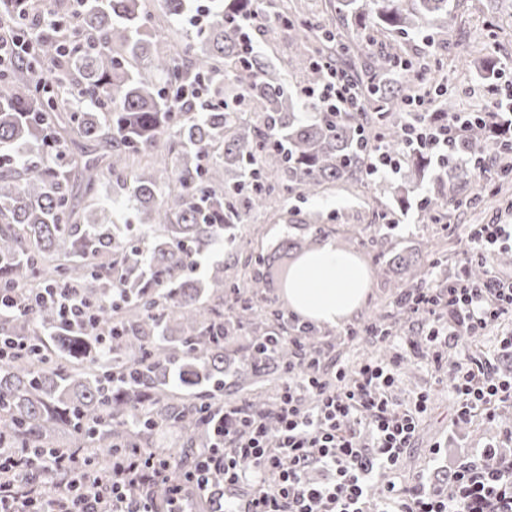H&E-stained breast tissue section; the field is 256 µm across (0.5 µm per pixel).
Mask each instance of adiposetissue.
<instances>
[{"label": "adipose tissue", "mask_w": 512, "mask_h": 512, "mask_svg": "<svg viewBox=\"0 0 512 512\" xmlns=\"http://www.w3.org/2000/svg\"><path fill=\"white\" fill-rule=\"evenodd\" d=\"M369 285V271L361 261L325 243L299 264L288 291V306L314 323L337 326L361 307Z\"/></svg>", "instance_id": "adipose-tissue-1"}]
</instances>
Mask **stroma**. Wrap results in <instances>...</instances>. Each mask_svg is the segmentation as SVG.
Listing matches in <instances>:
<instances>
[{
    "instance_id": "35a3bbf8",
    "label": "stroma",
    "mask_w": 512,
    "mask_h": 512,
    "mask_svg": "<svg viewBox=\"0 0 512 512\" xmlns=\"http://www.w3.org/2000/svg\"><path fill=\"white\" fill-rule=\"evenodd\" d=\"M453 12L455 19L447 33L431 39L425 33H418L409 48L414 53H434L441 61L443 68L439 77L457 109L479 111L490 106L493 96L488 80L474 67L477 59L496 58L501 64V85L512 84V12L499 10L496 0H455ZM399 182L396 174L375 177L356 185H344L328 196L306 201L294 198L290 204L304 212L334 214V221L326 226L328 241L358 253L367 262L381 248L380 215L390 210L393 190ZM431 185V179H424L412 195L411 208L396 213L395 218L402 246L418 254L422 277L435 281L448 270L465 264L467 234L472 225L512 220L504 205L505 200H512V178L503 180L492 176L486 183L490 193L480 206L450 208L445 218L437 223L430 221L419 206ZM393 294V283L388 277L371 275L370 290L362 307L343 325L323 326L331 361L350 372L365 361L383 360L393 355L392 347L371 343L362 337L350 339L344 334L346 328L368 324L381 309L388 307ZM511 329L512 322L494 323L485 335L467 342L466 349L471 354L489 358L500 374H512V351L501 345L503 334ZM421 392L429 395L430 403L416 441L403 454L398 472L403 480L419 472L446 479L458 458L498 437L506 428L505 417H512V407H503L495 421L477 416L468 423L458 422L447 374L437 371L425 359L407 357L400 365L391 396L394 402L406 405ZM437 442L442 449L436 454L432 446Z\"/></svg>"
}]
</instances>
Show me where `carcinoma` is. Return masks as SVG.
<instances>
[{"instance_id":"1","label":"carcinoma","mask_w":512,"mask_h":512,"mask_svg":"<svg viewBox=\"0 0 512 512\" xmlns=\"http://www.w3.org/2000/svg\"><path fill=\"white\" fill-rule=\"evenodd\" d=\"M451 2L336 0L335 30L280 6L267 31L292 36L299 84L319 85L317 63L336 56L368 92L360 109L331 116L303 112L281 66L244 58L224 17L254 0H217L208 23L186 38L161 36L146 0H58V24L0 73V283L26 289L0 317V337L29 345L0 353V434L20 448H91L106 475L112 451L149 449L161 431L182 434L175 458L201 450L203 407L269 411L249 385L322 350L311 326L299 332V347L281 341L296 327L268 297L273 288L288 296L306 247L326 235L320 212L288 219V200L365 180L377 148L403 155L410 176L424 175L427 155L402 144L401 108L417 68L402 43L424 28L447 31ZM41 10L42 0H0V16L21 25ZM379 36L381 50L366 54ZM197 79L214 84L210 102L182 97ZM510 152L495 127L472 123L423 207L440 213L474 202L462 192L475 177L471 164ZM106 182L112 196L104 198ZM121 201L137 225L116 222L109 204ZM254 215L286 222L289 233L261 249L226 235ZM226 246L243 262V278H226L220 260L194 272L192 264ZM497 261L508 255L475 261L468 272L482 278ZM372 264L396 275L394 303L408 312L414 290L427 287L411 256L383 250ZM51 284L81 287L95 319L63 330L57 308L35 300ZM244 333L248 384L224 367V350ZM228 388L235 399L226 401Z\"/></svg>"}]
</instances>
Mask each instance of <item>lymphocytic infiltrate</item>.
Returning a JSON list of instances; mask_svg holds the SVG:
<instances>
[{"mask_svg": "<svg viewBox=\"0 0 512 512\" xmlns=\"http://www.w3.org/2000/svg\"><path fill=\"white\" fill-rule=\"evenodd\" d=\"M322 67V84L300 89L301 98L329 112L361 107L359 86L335 61ZM475 118L472 112L445 120L414 117L402 138L441 163ZM468 243L473 260L512 249V224L475 225ZM410 312L426 326L422 356L449 374L458 421L479 411L491 419L497 404L512 403V376L468 354L446 356L460 340L512 317V279L492 272L474 280L460 269L445 289L415 290ZM406 356L401 350L388 361L362 363L350 375L338 370L330 381L319 358L297 356L269 413L202 409L213 441L177 481L168 458L140 448L113 455L112 474L104 477L81 450L30 452L0 436V473L14 474L0 480V512H197L200 500L209 502L210 512H512V454L503 450L512 430L461 460L447 481H398L400 458L429 403L421 393L404 408L389 395ZM159 484L167 487L162 504L153 497ZM242 486L250 494L236 497Z\"/></svg>", "mask_w": 512, "mask_h": 512, "instance_id": "lymphocytic-infiltrate-1", "label": "lymphocytic infiltrate"}]
</instances>
